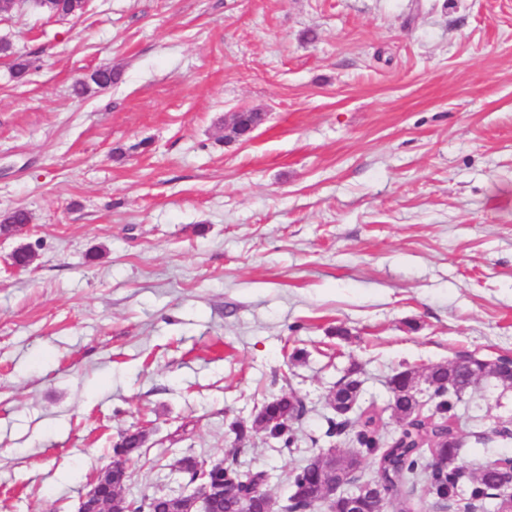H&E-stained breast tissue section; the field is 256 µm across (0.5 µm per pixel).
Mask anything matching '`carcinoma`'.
<instances>
[{
    "mask_svg": "<svg viewBox=\"0 0 512 512\" xmlns=\"http://www.w3.org/2000/svg\"><path fill=\"white\" fill-rule=\"evenodd\" d=\"M46 13L62 17L82 15L87 0H49ZM470 375L454 369L452 364H438L424 374L414 370L396 372L390 380L392 409L400 423V438L384 447L379 435L377 417L365 412L357 422L353 435L354 449L341 451L330 448L293 469L291 474L292 503L286 506L288 512L300 509H317L319 505L310 501L316 486L326 477L351 468H358L366 458L375 460L376 476L372 484L382 486L385 495L386 512H411L400 488L425 481L428 494L435 503L442 504L450 498L459 501V507L468 509L471 502H482L493 498L496 485L493 471L484 466L472 468L455 463L448 468H433L435 458H459L463 440L457 427L458 409L465 405L463 390ZM424 381L432 387L430 399L434 410L425 415L419 403L406 391L415 381ZM360 381L349 377L336 383L331 395L338 401L354 402L359 399L357 387ZM299 400L292 391L283 392L265 401L256 409L251 426L236 425L237 435L243 436L248 428L265 430L278 440L282 449H290L295 443L293 424L302 417L297 412ZM143 433L126 432L114 448L112 459H119L130 465L143 458ZM208 480L214 485L224 486V496L208 504V512H237L245 508L248 496L258 486H264L266 475L263 471L243 470L237 457H226L223 465L211 469ZM181 496L166 493L144 495L130 500L133 512H174L179 507Z\"/></svg>",
    "mask_w": 512,
    "mask_h": 512,
    "instance_id": "carcinoma-1",
    "label": "carcinoma"
}]
</instances>
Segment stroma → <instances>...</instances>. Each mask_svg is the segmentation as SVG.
Instances as JSON below:
<instances>
[{
    "instance_id": "stroma-1",
    "label": "stroma",
    "mask_w": 512,
    "mask_h": 512,
    "mask_svg": "<svg viewBox=\"0 0 512 512\" xmlns=\"http://www.w3.org/2000/svg\"><path fill=\"white\" fill-rule=\"evenodd\" d=\"M4 40L0 217L30 222L0 236V512H78L128 430L127 498L234 454L282 504L351 446L347 371L389 440L395 372L512 356V0H18ZM240 107L267 119L227 137ZM289 389L296 448L237 438ZM501 427L480 382L461 461L512 456Z\"/></svg>"
}]
</instances>
